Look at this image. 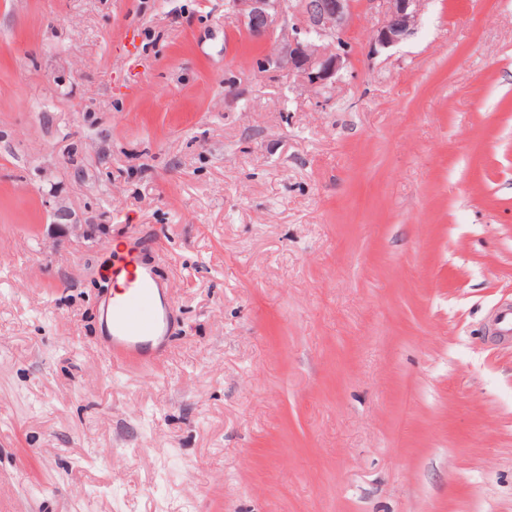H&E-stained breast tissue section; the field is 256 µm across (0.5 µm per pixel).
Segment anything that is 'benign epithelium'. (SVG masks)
<instances>
[{
  "instance_id": "obj_1",
  "label": "benign epithelium",
  "mask_w": 512,
  "mask_h": 512,
  "mask_svg": "<svg viewBox=\"0 0 512 512\" xmlns=\"http://www.w3.org/2000/svg\"><path fill=\"white\" fill-rule=\"evenodd\" d=\"M228 18L240 22L255 39L271 35L284 12L285 0H226ZM384 19L375 29L367 55L396 46L411 37L423 0H381ZM353 0H297L305 25L295 26L282 51L267 56L264 69L288 67L301 73L308 84L326 90L336 82L349 57L347 41Z\"/></svg>"
}]
</instances>
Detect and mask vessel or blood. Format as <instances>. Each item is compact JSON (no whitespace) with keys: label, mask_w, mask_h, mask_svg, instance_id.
Here are the masks:
<instances>
[{"label":"vessel or blood","mask_w":512,"mask_h":512,"mask_svg":"<svg viewBox=\"0 0 512 512\" xmlns=\"http://www.w3.org/2000/svg\"><path fill=\"white\" fill-rule=\"evenodd\" d=\"M105 277L112 291L103 347L122 365H158L172 334L170 282L158 276L133 239L113 244Z\"/></svg>","instance_id":"obj_1"}]
</instances>
